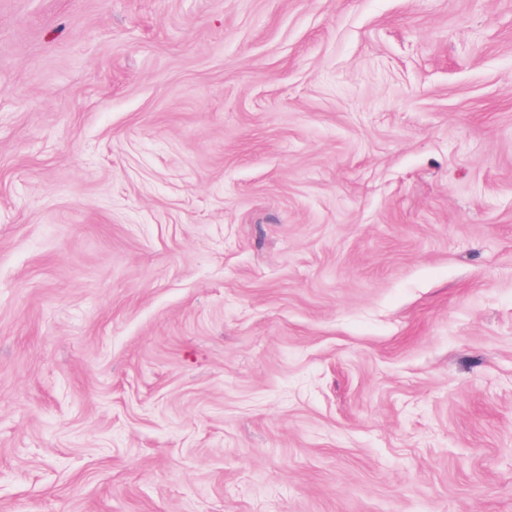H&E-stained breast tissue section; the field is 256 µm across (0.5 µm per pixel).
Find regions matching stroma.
Listing matches in <instances>:
<instances>
[{
  "label": "stroma",
  "mask_w": 512,
  "mask_h": 512,
  "mask_svg": "<svg viewBox=\"0 0 512 512\" xmlns=\"http://www.w3.org/2000/svg\"><path fill=\"white\" fill-rule=\"evenodd\" d=\"M0 512H512V0H0Z\"/></svg>",
  "instance_id": "1"
}]
</instances>
